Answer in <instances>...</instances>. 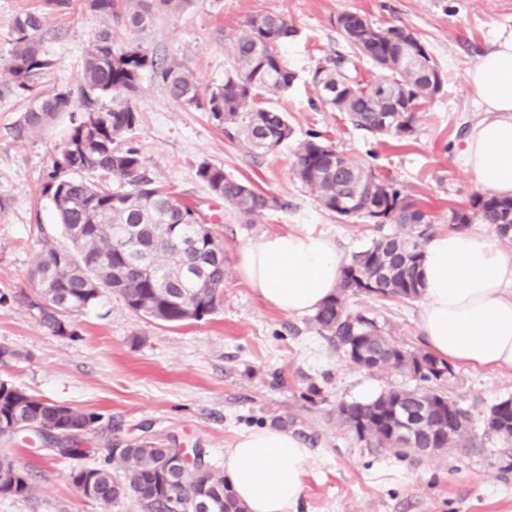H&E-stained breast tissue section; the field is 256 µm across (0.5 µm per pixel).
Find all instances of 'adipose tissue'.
<instances>
[{
	"mask_svg": "<svg viewBox=\"0 0 512 512\" xmlns=\"http://www.w3.org/2000/svg\"><path fill=\"white\" fill-rule=\"evenodd\" d=\"M484 117L461 160L476 184L512 196V33L500 35L468 74ZM345 257L311 230L274 233L240 248V278L269 307L314 313L336 291ZM419 321L428 350L471 367L512 369V251L495 234L448 231L423 246ZM310 450L287 431L240 434L224 476L247 512H289L302 495Z\"/></svg>",
	"mask_w": 512,
	"mask_h": 512,
	"instance_id": "obj_1",
	"label": "adipose tissue"
}]
</instances>
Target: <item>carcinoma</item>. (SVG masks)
I'll list each match as a JSON object with an SVG mask.
<instances>
[{
	"instance_id": "cac0c4a2",
	"label": "carcinoma",
	"mask_w": 512,
	"mask_h": 512,
	"mask_svg": "<svg viewBox=\"0 0 512 512\" xmlns=\"http://www.w3.org/2000/svg\"><path fill=\"white\" fill-rule=\"evenodd\" d=\"M184 2L135 0L128 22L143 31L152 19V5L174 10ZM345 17V13L337 17L338 30L379 76L364 86L340 70V59L332 67H318L311 75L314 86L341 88L334 98L320 97L322 104L346 113L354 127L373 135H412L419 102L441 89V71L409 29L375 28L364 19L356 30L347 32ZM44 23L43 13L28 12L12 28L14 51L7 71L26 92L34 90V76L52 67L40 49ZM297 35V29L279 14L250 18L236 33L234 64L224 74V83L203 91L191 73L163 66L141 43L120 47L112 29L98 33L87 49L80 86L87 112L70 128L44 185L62 234L70 242L66 247L46 238L34 264L36 280L45 276L53 280V287L41 290L40 299L30 302L51 334L74 335L66 314L93 306L106 290L119 295L130 311L168 324L199 321L216 310L224 288L222 245L199 220L196 209L149 176L140 152L122 148L120 142L138 122L132 102L142 94L147 72L160 75L173 101L205 108L227 134L240 133L253 148L271 150L288 141L292 128L285 113L253 108L251 103L262 92L284 93L293 86L297 74L284 62L280 48ZM102 98L111 99L112 106H98ZM34 99L20 128L35 134L50 129L71 104L68 92L37 93ZM334 152L316 134L300 141L295 177L325 209L339 217H367L378 235L351 255L336 292L310 322L358 369L394 370L420 382L416 387L388 385L367 402L341 401L336 404V421L366 447L402 458L416 459L424 448L484 447L469 410L429 386L451 377V366L427 351L397 342L352 307L351 300L362 294L405 301L419 298L418 269L430 224L421 208L374 173L347 157L340 166L333 163ZM86 174L108 177L116 187L92 183L84 178ZM198 177L247 224L281 207L276 197L228 176L222 166L204 163ZM475 219L494 227L501 239L512 241V198L488 193L477 198L473 209H454L450 215L459 229ZM127 224H156L158 231L145 232L136 243L116 235ZM403 412L420 414L411 442H401L392 433L396 416ZM28 420L44 426L43 438L50 445L58 444L55 430L77 432L57 451L61 457L75 458L85 455L84 435L94 430L100 415L35 397L0 380V437L16 435L17 425ZM482 425L485 437L511 448L512 397L493 404ZM175 453L160 442L131 441L118 456L106 448L102 461L72 469L69 478L85 497L105 507L132 497L142 512H193L195 501L206 494L221 497L220 512H246L224 476L206 465L201 455H196L190 481L179 469L166 467ZM30 491L27 474L10 457L0 455V496H24Z\"/></svg>"
}]
</instances>
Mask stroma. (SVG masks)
<instances>
[{"instance_id":"stroma-1","label":"stroma","mask_w":512,"mask_h":512,"mask_svg":"<svg viewBox=\"0 0 512 512\" xmlns=\"http://www.w3.org/2000/svg\"><path fill=\"white\" fill-rule=\"evenodd\" d=\"M127 0H117L112 19L89 10L83 0L50 11L44 0H0V347L14 358L0 363V379L28 393L102 419L85 435V457H54L35 437L0 439L27 473L28 496L0 498V512H106L84 498L69 478L73 468L101 461L106 447L146 439L172 448L203 449L216 471L243 432L285 427L311 451L303 493L289 512H512V471H502L500 448H451L419 460H400L367 448L336 421L340 401L358 400L365 387L405 384L397 372L358 370L319 336L307 316L267 307L238 277L242 245L272 233L321 232L344 255L376 235L364 217L340 218L325 210L293 174L295 148L307 133H319L355 163L390 181L428 216L434 232L449 228L452 210L482 195L460 158L473 124L482 117L468 72L499 34L512 32V0H190L175 13H155L145 31L132 32ZM44 11L42 49L53 65L35 76L48 93L76 91L87 47L104 26L117 43L143 42L165 62L189 70L201 88L220 85L233 63L235 34L253 16L275 13L297 30L282 56L298 78L284 93L263 94L260 105L284 112L291 140L271 152L229 139L205 109L171 100L156 79L144 77L135 106L136 127L128 133L151 177L197 208L224 246V290L214 313L177 325L140 316L104 291L93 307L69 315L74 333L55 336L28 305L38 293L32 276L45 236L61 238L44 183L82 100L42 134L20 133L34 99L6 73L16 17ZM356 12L375 27L412 30L443 74V88L421 102L417 128L407 139L379 137L354 128L340 112L323 107L312 72L342 56L347 73L367 85L378 74L356 57L339 33L336 18ZM282 206L247 224L198 178L203 163ZM356 310L392 331L407 346H424L418 301L381 300L362 294ZM320 391L307 401L310 387ZM449 398L482 419L498 400L512 396V370L454 365L441 381Z\"/></svg>"}]
</instances>
